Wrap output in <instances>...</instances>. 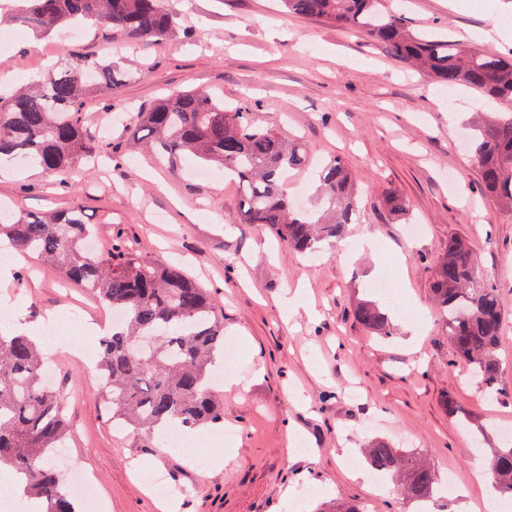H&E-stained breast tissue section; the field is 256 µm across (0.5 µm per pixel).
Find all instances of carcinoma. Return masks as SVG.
Masks as SVG:
<instances>
[{"mask_svg":"<svg viewBox=\"0 0 512 512\" xmlns=\"http://www.w3.org/2000/svg\"><path fill=\"white\" fill-rule=\"evenodd\" d=\"M18 2L28 23L46 32L89 19L127 39L157 42L174 27L161 0ZM282 3L290 13L361 31L442 86L476 91L501 106L502 111L485 112L470 123L466 139L483 193L512 213L511 57L457 43L444 32L415 31L405 18L390 13L383 0ZM87 73L96 75L102 88L121 86L109 64L77 55L41 76L36 89L0 98V161L22 160L66 178L76 158L96 152L81 112L90 87ZM131 138L161 156L189 159L196 170L224 169L241 191L239 223L265 224L301 253L325 240L341 241L359 209L352 173L340 157L319 172L323 211L299 208L285 175L305 166L304 150L288 145L275 129L253 123L247 104L226 107L205 90L172 94L139 113ZM383 205L398 217L409 211L408 202L392 192ZM92 234L76 210L0 220V244L57 266L70 282L91 289L102 304L122 315L99 343L112 420L151 445L175 428L223 424L210 369L216 354L224 352V323L214 296L163 259H144L117 247L88 251L84 242ZM481 278L469 246L461 239L448 241L436 264L433 293L446 317L452 355L468 363L484 391L496 393L502 312L498 289L480 284ZM353 315L371 334L392 336L389 316L375 301H359ZM45 364L35 341L0 333V467L22 477L21 491L35 504V512H76L61 474L44 466L68 435L61 398L45 381ZM366 454L379 474L400 479V491L411 503L431 501L439 488L434 468L383 441L372 443ZM489 470L498 497L512 500V442L492 450Z\"/></svg>","mask_w":512,"mask_h":512,"instance_id":"carcinoma-1","label":"carcinoma"}]
</instances>
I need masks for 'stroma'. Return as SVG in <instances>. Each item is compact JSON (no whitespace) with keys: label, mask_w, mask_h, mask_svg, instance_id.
Instances as JSON below:
<instances>
[{"label":"stroma","mask_w":512,"mask_h":512,"mask_svg":"<svg viewBox=\"0 0 512 512\" xmlns=\"http://www.w3.org/2000/svg\"><path fill=\"white\" fill-rule=\"evenodd\" d=\"M415 28L448 32L488 53H507L512 38L486 42L478 30L512 29V0H387ZM176 16L165 39L145 45L100 27L75 39L67 29L45 36L17 11L0 10V34L16 36L0 56V93L37 80V51L52 47L58 63L93 54L126 79L114 92L89 89L87 131L97 167L76 161L68 180L26 166L0 173V203L16 216L81 211L98 230L97 247L118 243L145 258H164L217 298L224 342L236 354L220 373L246 377L245 387L214 385L224 408L223 441L192 462L176 448H148L111 421L96 368L97 340L110 327L90 292L61 272L18 254L0 267V333L76 318L49 363L70 426L67 457L95 481L103 512H161L141 482L148 466L168 484L170 512H316L345 500L363 512H412L394 484L365 482L346 468V454L376 441L453 473L465 497L431 503L455 512L492 496L473 472L512 429V214L480 190V174L464 143L465 122L486 100L453 95L427 74L370 38L285 12L279 0H164ZM206 90L225 102L251 103L256 125L301 142L311 164L290 186L315 206L316 167L342 156L360 191V210L342 248L309 258L262 224H243L238 187L221 171L190 179L173 163L128 149L131 118L164 95ZM388 192L404 197L410 215L383 210ZM372 238L373 250L359 241ZM468 240L500 297L503 338L497 350L501 397L492 398L453 362L446 324L432 302L438 257L450 239ZM395 277L408 315L394 314L388 339L367 333L353 316L376 276ZM303 287L314 318L288 312ZM78 346L79 356L68 353ZM451 397L460 425L442 405ZM293 485L291 500L281 489Z\"/></svg>","instance_id":"1"}]
</instances>
